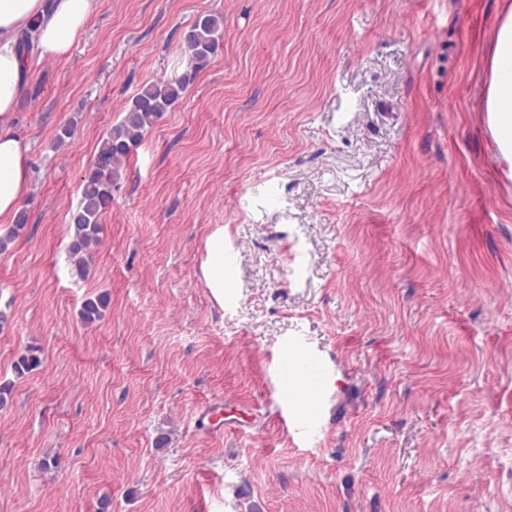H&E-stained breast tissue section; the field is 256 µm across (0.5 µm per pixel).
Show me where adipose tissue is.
<instances>
[{"mask_svg": "<svg viewBox=\"0 0 512 512\" xmlns=\"http://www.w3.org/2000/svg\"><path fill=\"white\" fill-rule=\"evenodd\" d=\"M99 0H0V224L14 223L30 189V145L16 129L27 75L44 55L67 56ZM486 109L504 143L512 142V12L501 21L490 62Z\"/></svg>", "mask_w": 512, "mask_h": 512, "instance_id": "adipose-tissue-1", "label": "adipose tissue"}]
</instances>
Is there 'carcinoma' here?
Here are the masks:
<instances>
[{"mask_svg":"<svg viewBox=\"0 0 512 512\" xmlns=\"http://www.w3.org/2000/svg\"><path fill=\"white\" fill-rule=\"evenodd\" d=\"M224 16L220 13H203L184 36L189 51V63L177 79L148 84L132 98L125 115L101 139L94 160L85 171L81 182V201L70 214L68 230L70 252L79 271L84 272L100 243L102 216L112 207L113 192L122 179L126 163L139 146L145 133L154 127L163 115L181 99L187 86L205 69L223 46ZM27 223L25 213H20L13 227L0 236V251L19 236ZM107 302L101 296L86 299L79 317L86 324L103 318ZM40 365V358L31 352L19 356L14 363L16 376L22 377Z\"/></svg>","mask_w":512,"mask_h":512,"instance_id":"1","label":"carcinoma"}]
</instances>
